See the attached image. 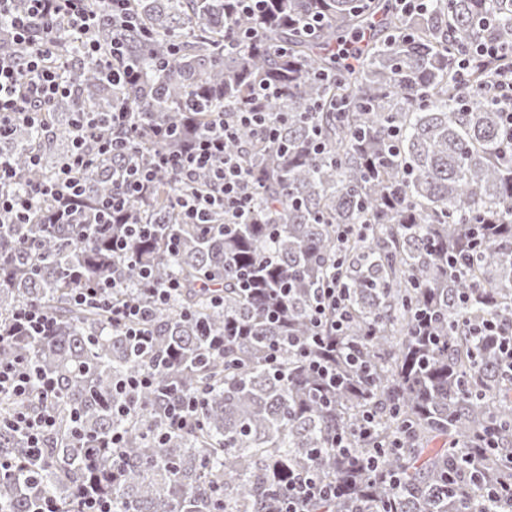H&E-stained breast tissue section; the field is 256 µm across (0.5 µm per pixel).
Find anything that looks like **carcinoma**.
<instances>
[{
    "label": "carcinoma",
    "instance_id": "cac0c4a2",
    "mask_svg": "<svg viewBox=\"0 0 512 512\" xmlns=\"http://www.w3.org/2000/svg\"><path fill=\"white\" fill-rule=\"evenodd\" d=\"M138 25L112 16L76 40L60 36L70 93L47 105L44 124H16L0 155L17 170L10 191L56 179L75 150L74 124L94 119L85 150L109 134L112 109L137 113V157L176 150L219 120L237 123L262 83L269 138L241 127L225 142L252 174L243 224L224 209L188 224L173 201L176 176L155 174L128 214L155 229L131 261L111 255L91 227L112 196L118 158L93 160L77 219L58 224L59 203L33 202L26 223L0 213V334L23 308L47 313L53 337L8 338L0 362H22L56 382L45 401L0 395V512H76L78 492L101 488L119 512H274L290 476L313 469L338 484L336 501L308 512H464L512 483V377L500 336H476L490 313L512 329V131L489 102L494 64L474 67L470 88L452 79L455 54L483 26L512 44V0H433L408 15L394 0H267L262 14H234L230 0H128ZM319 20L312 34L304 24ZM372 30L358 60L336 47ZM250 34L224 50L231 35ZM101 46L90 56L84 43ZM130 80H112V43ZM288 51L278 50V44ZM19 53L0 19V56ZM155 125L176 134L156 141ZM36 154L39 164H29ZM473 251L462 275L448 254ZM183 289L147 322L151 347H135L107 308L77 305L76 276L114 277L112 303L147 300L141 268ZM342 289L343 328L331 351L308 348L323 284ZM224 289V303L211 301ZM289 336L270 360L267 341ZM336 366L324 389L302 350ZM145 369L155 386L117 387ZM206 391L198 417L164 437L167 403ZM128 412L119 415L118 406ZM54 414L41 457L9 418ZM369 432H360L365 417ZM119 433L121 447L100 448ZM343 437L345 449L331 447ZM381 454L376 472L360 467Z\"/></svg>",
    "mask_w": 512,
    "mask_h": 512
}]
</instances>
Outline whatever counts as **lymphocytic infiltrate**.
Here are the masks:
<instances>
[{"mask_svg":"<svg viewBox=\"0 0 512 512\" xmlns=\"http://www.w3.org/2000/svg\"><path fill=\"white\" fill-rule=\"evenodd\" d=\"M25 12L12 13V0H0V18L11 20L13 39L25 47L22 59L0 57V137L10 129L17 119L35 121L44 104L67 93L68 87L62 79L60 67L46 65L56 42L46 36L41 44H34L33 30L36 22L66 20L77 33H90L98 22V11L93 0H28ZM112 129L110 138L101 140L97 153L127 157L124 169L115 173V191L108 207L122 211L130 198L145 195L151 187L156 171L164 169L175 173L179 184L191 182L196 173L207 170L212 176L213 191L201 198L185 193H175L176 204L189 223H206L210 207L219 206L237 222L245 221L251 211L252 195L249 191V172L239 158L225 154L224 143L231 139L235 130L223 124L213 125L206 133L177 152H154L148 164L133 159L134 145L131 137L137 130L132 112L118 109L109 115ZM91 164L83 147H76L69 161L61 168L53 184L40 185L22 194L10 192L9 187L16 177L10 162L0 159V210L24 217L31 209L34 198L56 196L59 188H66L70 201L61 206L59 219H69L77 210L81 194L80 179ZM179 280L172 279L149 288V297L142 305L112 307V320L121 325L131 342L146 345L150 341L143 327L144 321L155 308L170 302L173 294L181 290ZM38 390L41 397L54 394L52 378L33 380L30 370L21 364H0V392L22 396ZM337 485L321 479L315 471H307L292 481L287 495L281 501L279 512H306L307 505L334 500Z\"/></svg>","mask_w":512,"mask_h":512,"instance_id":"lymphocytic-infiltrate-1","label":"lymphocytic infiltrate"}]
</instances>
